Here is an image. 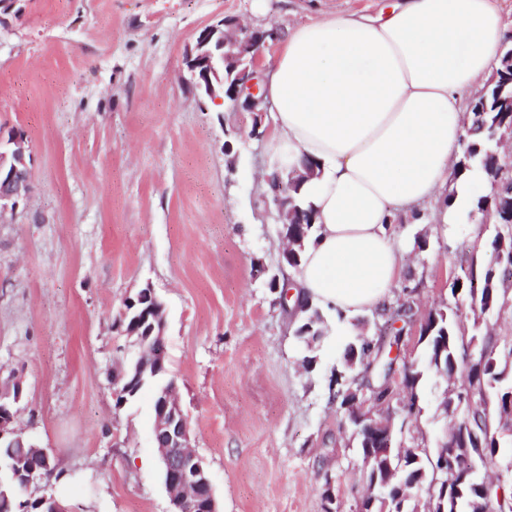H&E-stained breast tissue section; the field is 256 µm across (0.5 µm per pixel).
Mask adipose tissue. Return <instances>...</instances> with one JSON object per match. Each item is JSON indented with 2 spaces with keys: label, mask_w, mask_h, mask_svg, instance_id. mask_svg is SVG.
<instances>
[{
  "label": "adipose tissue",
  "mask_w": 512,
  "mask_h": 512,
  "mask_svg": "<svg viewBox=\"0 0 512 512\" xmlns=\"http://www.w3.org/2000/svg\"><path fill=\"white\" fill-rule=\"evenodd\" d=\"M505 37L493 0H391L373 13L331 12L290 28L262 89L273 107L272 165H318L300 191L315 226L292 303L350 318L390 304L402 258L395 218L441 200L456 185L466 97L499 65Z\"/></svg>",
  "instance_id": "ef3b65f1"
}]
</instances>
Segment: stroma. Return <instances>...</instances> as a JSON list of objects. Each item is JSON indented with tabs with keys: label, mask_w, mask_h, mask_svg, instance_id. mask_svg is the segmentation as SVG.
Returning a JSON list of instances; mask_svg holds the SVG:
<instances>
[{
	"label": "stroma",
	"mask_w": 512,
	"mask_h": 512,
	"mask_svg": "<svg viewBox=\"0 0 512 512\" xmlns=\"http://www.w3.org/2000/svg\"><path fill=\"white\" fill-rule=\"evenodd\" d=\"M380 0H16L0 17V144L24 130L31 191L0 215V382L20 380L17 426L70 473L46 492L76 512H172L153 435L152 387L116 404L112 374L135 349L114 323L152 286L164 306L169 376L220 512H340L367 491L332 372L345 343L327 334L303 367V314L271 277L285 243L270 195L271 113L204 98L185 59L206 27L270 32ZM261 137H253V128ZM425 248H417L416 238ZM489 234L460 210L396 226L416 320L448 301L462 267L488 259ZM466 335L512 342V303ZM445 385L428 376L404 448L436 451Z\"/></svg>",
	"instance_id": "stroma-1"
}]
</instances>
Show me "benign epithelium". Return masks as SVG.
<instances>
[{
  "mask_svg": "<svg viewBox=\"0 0 512 512\" xmlns=\"http://www.w3.org/2000/svg\"><path fill=\"white\" fill-rule=\"evenodd\" d=\"M273 34H255L245 30L240 35L230 37L224 32V23L211 25L200 32L193 52L187 55V68L195 81L196 87L202 89L211 99H220L225 93L233 101H242V107L250 112H267L270 104L258 92L260 48L265 38ZM12 147L0 150V214L15 211L19 202L27 198L30 192V158L27 154V137L17 131L9 139ZM512 178V153L507 156L497 155L491 183L492 194H497L503 183L504 174ZM295 173L286 176L277 170L267 177L273 203L279 214L282 226L300 224L298 209L288 206V188L294 181ZM157 300L154 289L146 287L136 299L125 304L120 314L118 326L123 333L135 339L139 352L135 364V377L143 379L147 371L157 374L165 370L167 362L164 329L165 321L161 311L152 317L142 319L149 322L146 332H141V318L135 316L136 305L144 297ZM21 393L19 382L14 386L0 388V442L10 445L28 447L33 458V470H49L52 455L45 448L36 446L24 439L14 427L16 411L14 404ZM393 395L385 401L362 400L355 398L350 410L366 421L364 432L381 442L382 452L388 454L394 434L396 412L386 410L392 405ZM154 439L161 452L164 463L165 485L170 494L175 512H183L186 506H192L199 512H219L214 489L209 474L201 458L192 452L189 446V418L181 407L176 384L161 386L154 391ZM459 448L455 441H445L437 463L435 473L441 474V481L449 483L460 477L455 470V461Z\"/></svg>",
  "mask_w": 512,
  "mask_h": 512,
  "instance_id": "obj_1",
  "label": "benign epithelium"
}]
</instances>
